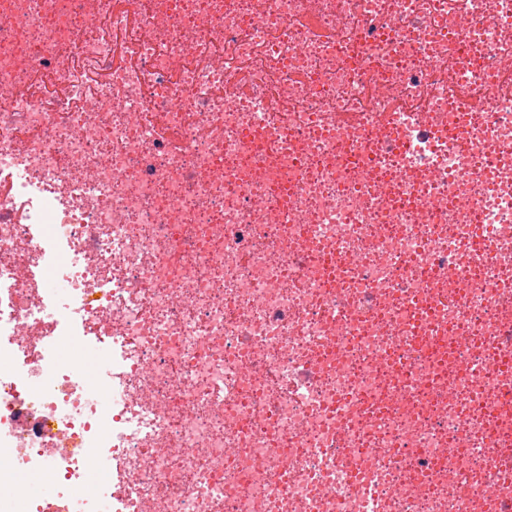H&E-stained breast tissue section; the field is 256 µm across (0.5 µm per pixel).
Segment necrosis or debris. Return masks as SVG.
Here are the masks:
<instances>
[{"mask_svg":"<svg viewBox=\"0 0 512 512\" xmlns=\"http://www.w3.org/2000/svg\"><path fill=\"white\" fill-rule=\"evenodd\" d=\"M507 144L512 0H0V490L512 512Z\"/></svg>","mask_w":512,"mask_h":512,"instance_id":"necrosis-or-debris-1","label":"necrosis or debris"}]
</instances>
